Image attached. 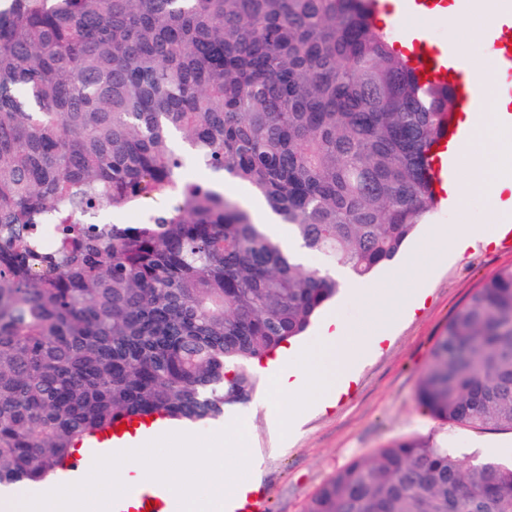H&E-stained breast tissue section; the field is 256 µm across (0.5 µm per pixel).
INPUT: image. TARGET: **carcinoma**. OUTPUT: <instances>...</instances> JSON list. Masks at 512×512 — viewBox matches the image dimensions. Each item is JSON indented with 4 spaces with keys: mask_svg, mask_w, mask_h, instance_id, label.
I'll return each mask as SVG.
<instances>
[{
    "mask_svg": "<svg viewBox=\"0 0 512 512\" xmlns=\"http://www.w3.org/2000/svg\"><path fill=\"white\" fill-rule=\"evenodd\" d=\"M410 62L371 0L0 10V487L59 474L125 418L224 415L250 397L245 364L308 329L336 272L393 260L434 207L430 151L454 110ZM189 160L213 181L185 179ZM227 178L324 267L225 198ZM156 196L171 206L138 224L88 220ZM418 400L512 430V266L448 321ZM306 512H512V463L410 438L338 470Z\"/></svg>",
    "mask_w": 512,
    "mask_h": 512,
    "instance_id": "1",
    "label": "carcinoma"
}]
</instances>
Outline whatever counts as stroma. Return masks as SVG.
Listing matches in <instances>:
<instances>
[{
	"mask_svg": "<svg viewBox=\"0 0 512 512\" xmlns=\"http://www.w3.org/2000/svg\"><path fill=\"white\" fill-rule=\"evenodd\" d=\"M426 26L429 45L453 46L470 65L490 68L491 53L476 35H464L439 15L428 19ZM495 223L512 224V208L492 211L483 194L472 196L461 209L439 205L397 257L367 278V286L384 297L415 290L419 300L407 311L390 310L387 339L354 363L353 378L337 399L310 408L284 396L278 407H271L264 400L267 382L251 363L247 366L254 382L250 398L227 404L223 418L194 425V433L212 434L241 419L251 451L249 466L260 487L269 492V512H305L311 497L336 471L404 439L436 442L466 463L488 458L512 461L511 430L449 424L417 400L419 382L450 318L484 282L512 266V246H505L502 236L487 244L475 242L458 256L449 252L445 233L457 224ZM369 304L352 289L340 288L298 337V344H315L325 321L334 315L370 334L374 324L365 316ZM294 408L301 411V425L292 433L287 413Z\"/></svg>",
	"mask_w": 512,
	"mask_h": 512,
	"instance_id": "stroma-1",
	"label": "stroma"
}]
</instances>
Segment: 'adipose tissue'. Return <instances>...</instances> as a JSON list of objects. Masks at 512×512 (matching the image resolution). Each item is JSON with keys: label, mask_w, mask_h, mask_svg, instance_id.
Here are the masks:
<instances>
[{"label": "adipose tissue", "mask_w": 512, "mask_h": 512, "mask_svg": "<svg viewBox=\"0 0 512 512\" xmlns=\"http://www.w3.org/2000/svg\"><path fill=\"white\" fill-rule=\"evenodd\" d=\"M487 98L492 99L494 110L487 120L477 119L473 113H465L461 118L462 126L468 127L470 137L461 152L469 160L471 167L466 178L460 179L453 202L463 207L468 195L473 192L489 193L495 204L512 201V179L504 176L485 177L478 161L483 156L482 133L487 123L499 122L512 109V99L498 96L493 87L485 89ZM333 328L321 336L319 342L310 348L298 350L299 362L296 367H284L268 371L272 395L307 390L308 402L322 405L340 395L347 387L349 371L344 358L349 350L361 344L378 345L379 337L362 338L353 335L341 319H333Z\"/></svg>", "instance_id": "adipose-tissue-1"}]
</instances>
